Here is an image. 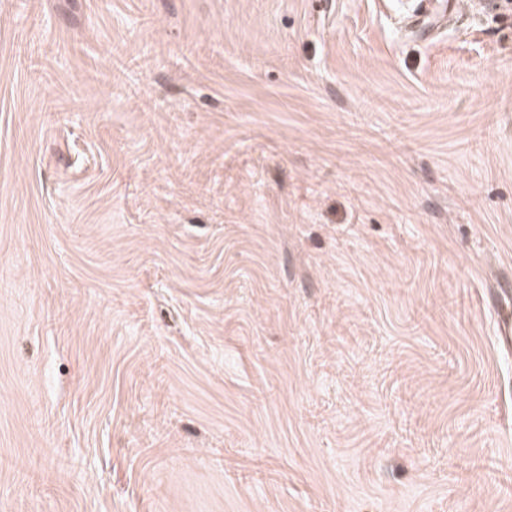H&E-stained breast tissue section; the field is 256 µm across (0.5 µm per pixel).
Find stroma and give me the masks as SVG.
I'll return each mask as SVG.
<instances>
[{"mask_svg":"<svg viewBox=\"0 0 512 512\" xmlns=\"http://www.w3.org/2000/svg\"><path fill=\"white\" fill-rule=\"evenodd\" d=\"M0 0V512H512V0Z\"/></svg>","mask_w":512,"mask_h":512,"instance_id":"35a3bbf8","label":"stroma"}]
</instances>
